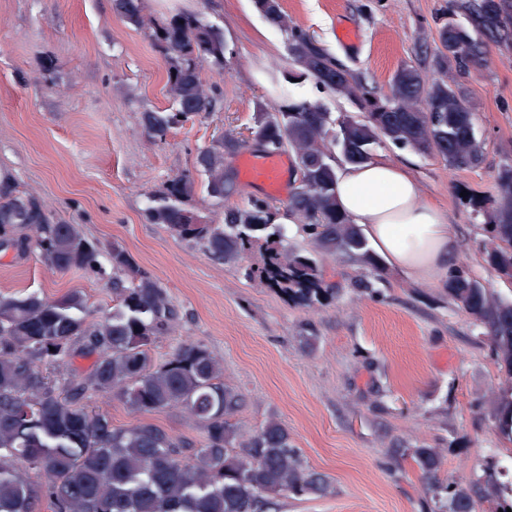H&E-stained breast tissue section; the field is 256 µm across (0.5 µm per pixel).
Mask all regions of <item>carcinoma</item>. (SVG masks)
<instances>
[{
	"mask_svg": "<svg viewBox=\"0 0 512 512\" xmlns=\"http://www.w3.org/2000/svg\"><path fill=\"white\" fill-rule=\"evenodd\" d=\"M272 26L288 34V53L325 89L354 98L364 118L346 116L339 130L317 102L290 99L278 112H261L252 135L266 151L287 147L295 154L301 182L288 199V213L314 240L311 252L285 245L279 210L260 199L224 212L211 224L198 214L197 186L205 197L224 201L235 191L225 166L244 141L229 133L198 152L194 170L166 184L147 210L152 224H165L178 237L202 246L209 255L235 264L257 247L263 264L252 271L259 281L309 309L325 304L334 289L325 285L319 257H350L380 278L384 266L357 225L336 202V168L328 145L349 164L370 161V146L381 137L421 154H436L453 169L472 168L483 159L475 132V113L463 87L428 79L411 65L400 67L391 92L378 97L314 39L288 25L279 0H253ZM129 24L151 31L167 70L166 92L172 106L144 113L148 133L164 140L171 129L213 110L217 84L202 77L200 66L224 63V33L198 13L177 12L163 20L148 18L142 0H114ZM466 22L453 19L439 32L442 49L435 71L456 69L467 75L486 61L484 38L512 36V0H473L457 5ZM495 206L470 194L472 214L485 218L488 265L499 273L512 267V166L498 175ZM27 228L31 234L16 235ZM35 247L52 270L103 272L102 250L77 225L59 224L30 194L14 193L0 180V245ZM112 288L118 307L89 308L84 293L72 290L51 299L36 293L0 295V512H38L47 500L55 512H268L271 498L323 497L331 482L310 469L295 448L288 428L270 420L243 437L231 419L242 395L221 379L217 358L203 345L183 343L165 362L154 365V340L168 333L177 310L166 290L140 270L119 244L108 251ZM448 297L483 328L493 350L508 367L498 400L512 398V301L490 294L462 269L448 281ZM94 358L82 374L76 358ZM65 371L63 392L47 381L43 367ZM90 392L115 396L134 412L178 409L204 426L203 444L185 454L178 437L151 423L115 427L107 413L84 400ZM435 512H488L512 509V482L500 480L498 463L477 465L467 484L439 476L443 464L436 448L411 449ZM25 463L38 473L33 482L18 469Z\"/></svg>",
	"mask_w": 512,
	"mask_h": 512,
	"instance_id": "obj_1",
	"label": "carcinoma"
}]
</instances>
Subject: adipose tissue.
<instances>
[{
  "mask_svg": "<svg viewBox=\"0 0 512 512\" xmlns=\"http://www.w3.org/2000/svg\"><path fill=\"white\" fill-rule=\"evenodd\" d=\"M336 180L340 209L390 267L415 283H447L457 238L446 213L424 201L419 182L404 166L389 160L348 165Z\"/></svg>",
  "mask_w": 512,
  "mask_h": 512,
  "instance_id": "ef3b65f1",
  "label": "adipose tissue"
}]
</instances>
